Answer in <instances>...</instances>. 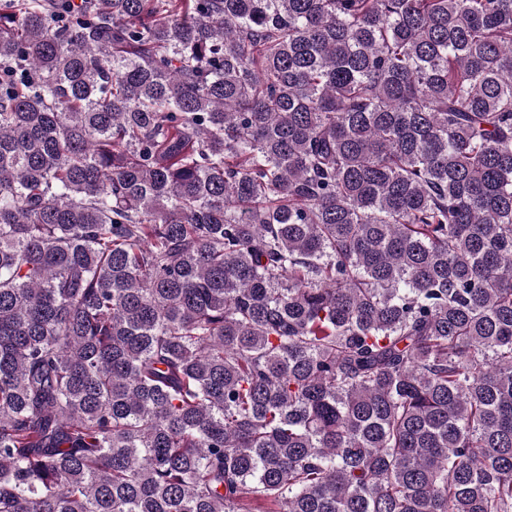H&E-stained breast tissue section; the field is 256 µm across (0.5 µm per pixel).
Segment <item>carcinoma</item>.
Masks as SVG:
<instances>
[{
  "label": "carcinoma",
  "instance_id": "obj_1",
  "mask_svg": "<svg viewBox=\"0 0 512 512\" xmlns=\"http://www.w3.org/2000/svg\"><path fill=\"white\" fill-rule=\"evenodd\" d=\"M0 512H512V0H0Z\"/></svg>",
  "mask_w": 512,
  "mask_h": 512
}]
</instances>
